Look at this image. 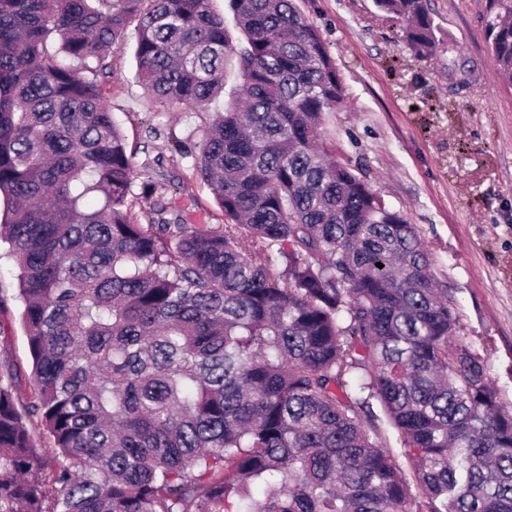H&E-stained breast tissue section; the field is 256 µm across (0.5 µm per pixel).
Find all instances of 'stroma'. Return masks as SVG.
I'll return each instance as SVG.
<instances>
[{
  "label": "stroma",
  "instance_id": "obj_1",
  "mask_svg": "<svg viewBox=\"0 0 512 512\" xmlns=\"http://www.w3.org/2000/svg\"><path fill=\"white\" fill-rule=\"evenodd\" d=\"M336 61L345 102L320 140L336 162L367 172L385 204L414 224L438 292L453 308L455 337L488 364L512 401V86L491 56L479 0H428L439 41L420 54L403 22L374 0H298ZM469 71L467 84L448 71ZM104 95L136 168L151 167L155 195L188 208L193 224L224 215L190 150L210 113L163 107L137 78L135 46L112 56ZM186 144L176 150L175 142ZM19 269L0 242V359L16 371L19 411L35 401L20 318Z\"/></svg>",
  "mask_w": 512,
  "mask_h": 512
}]
</instances>
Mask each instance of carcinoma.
<instances>
[{"mask_svg":"<svg viewBox=\"0 0 512 512\" xmlns=\"http://www.w3.org/2000/svg\"><path fill=\"white\" fill-rule=\"evenodd\" d=\"M375 4L436 46L427 0ZM227 10L0 0V238L54 443L0 362V512H512V406L416 227L316 143L329 49L295 0ZM486 13L512 83V0ZM131 27L156 100L228 96L196 157L222 224L167 219L127 153L102 84ZM25 422L32 439L33 448H37L39 454H48L50 448H53L54 445L44 424L36 416L27 418Z\"/></svg>","mask_w":512,"mask_h":512,"instance_id":"carcinoma-1","label":"carcinoma"}]
</instances>
